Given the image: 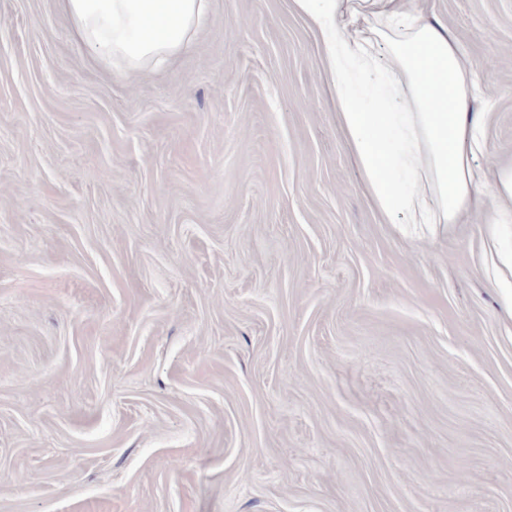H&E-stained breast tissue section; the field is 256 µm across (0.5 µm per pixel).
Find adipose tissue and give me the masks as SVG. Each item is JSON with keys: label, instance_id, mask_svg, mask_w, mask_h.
Masks as SVG:
<instances>
[{"label": "adipose tissue", "instance_id": "obj_1", "mask_svg": "<svg viewBox=\"0 0 512 512\" xmlns=\"http://www.w3.org/2000/svg\"><path fill=\"white\" fill-rule=\"evenodd\" d=\"M314 32L336 91V114L363 185L387 224H457L482 192L492 223L512 220V161L492 178L481 149V90L454 32L399 0H292ZM91 57L125 70L188 48L207 0H61Z\"/></svg>", "mask_w": 512, "mask_h": 512}]
</instances>
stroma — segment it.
<instances>
[{"label": "stroma", "mask_w": 512, "mask_h": 512, "mask_svg": "<svg viewBox=\"0 0 512 512\" xmlns=\"http://www.w3.org/2000/svg\"><path fill=\"white\" fill-rule=\"evenodd\" d=\"M512 156V0H428ZM512 223L384 224L291 0L160 66L0 0V512H512Z\"/></svg>", "instance_id": "35a3bbf8"}]
</instances>
